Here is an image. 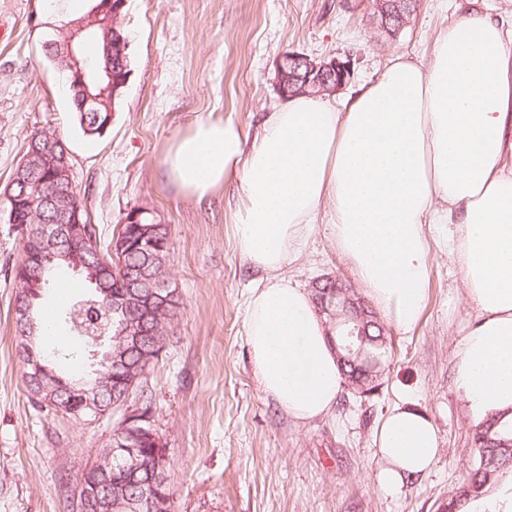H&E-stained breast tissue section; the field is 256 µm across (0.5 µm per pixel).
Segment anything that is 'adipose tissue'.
Segmentation results:
<instances>
[{
    "mask_svg": "<svg viewBox=\"0 0 512 512\" xmlns=\"http://www.w3.org/2000/svg\"><path fill=\"white\" fill-rule=\"evenodd\" d=\"M511 44L512 27L469 7L430 64L392 59L343 108L291 96L250 138L201 119L164 154L166 179L192 199L237 182L235 236L261 273L245 340L261 391L295 421L329 415L343 386L327 319L283 273L323 211L365 293L402 331L423 313L433 256L460 265L472 313L456 324L455 388L473 416L512 412ZM376 440V482L389 492L439 458L435 425L407 403Z\"/></svg>",
    "mask_w": 512,
    "mask_h": 512,
    "instance_id": "adipose-tissue-1",
    "label": "adipose tissue"
}]
</instances>
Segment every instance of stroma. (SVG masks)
<instances>
[{
    "mask_svg": "<svg viewBox=\"0 0 512 512\" xmlns=\"http://www.w3.org/2000/svg\"><path fill=\"white\" fill-rule=\"evenodd\" d=\"M466 0H420L396 39L368 23L369 0H126L130 74L99 136L83 134L42 44L56 12L44 0H0V512H61L82 472L109 442L119 414L85 424L36 408L17 355L10 269L23 257L4 191L31 135L52 129L71 153L73 179L101 244L143 208L169 234L168 264L180 297L163 351L145 371L153 425L165 448L172 512H439L474 460L477 424L453 386L451 350L461 274L431 263L428 298L413 332L387 325L392 349L370 398L341 391L328 416L295 422L265 396L245 343L242 303L256 274L234 233L235 182L208 201L168 183L161 161L202 118L252 131L282 104L277 60L350 57L353 75L330 97L377 80L388 60L428 62ZM319 217L303 258L284 273L303 287L335 276L359 289ZM425 413L440 458L399 493L380 490L374 434L400 401Z\"/></svg>",
    "mask_w": 512,
    "mask_h": 512,
    "instance_id": "obj_1",
    "label": "stroma"
}]
</instances>
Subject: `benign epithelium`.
<instances>
[{"label": "benign epithelium", "instance_id": "obj_1", "mask_svg": "<svg viewBox=\"0 0 512 512\" xmlns=\"http://www.w3.org/2000/svg\"><path fill=\"white\" fill-rule=\"evenodd\" d=\"M112 3L113 0H100L95 12L64 25V35L60 40L45 43L47 51L54 53L67 64L73 84L79 91L78 109L82 112L100 111V107L107 104L112 87L126 83L124 79H113L111 65L90 64L83 55L84 40L95 37L98 26L106 35L104 59L108 60L122 51V44L112 41L111 36L112 30L120 24L121 10L125 3H120L118 7L112 6ZM412 4L414 0H377L375 13L370 16L371 28L381 38H396L413 15ZM350 76L351 61L340 57L316 60L293 51L282 54L277 63L278 85L285 91L291 85L304 94L330 96L346 85ZM54 142V138H49L46 141V148L41 152L46 166L30 165L25 161L20 165L23 185L33 188V192L24 193L21 198L25 200L28 210L33 213L48 203V198L38 193L46 177L50 176L64 186L74 187L70 153L65 151L62 155H57ZM78 224L79 210L69 207L58 208L53 223L41 225L40 230L35 233L34 239L39 242V246L24 252L25 264L39 268L48 265L60 268L66 265L76 272L80 271L83 267L80 256L97 252V247L95 243L78 236ZM325 281L327 291L325 295L317 298L319 312L331 321L341 320L351 325L347 336L360 343L357 355L363 359V365L375 368L377 360L365 354L364 345L367 342L369 328L380 326L376 314L341 280L327 277ZM175 296L177 291L173 288L172 281L167 280L151 290L147 296L139 298L136 304L127 297H114L112 313L121 317L115 336V339L121 342L120 348L115 351L109 348L101 354L98 348L103 346V337H90V342L96 347L93 355H100L102 359L92 364V371L88 376L69 383L61 379L46 364L44 356L37 352L33 305L27 304L18 309L20 321L28 323L20 337V349L26 356L28 376L37 380L47 392L62 386L71 395V405H54L53 410L92 424L119 408L125 409L122 420L113 430L112 438L107 445L109 455L98 457L82 473L72 499L74 512H100L102 507L109 512L112 510L109 491L112 488L114 457L126 462L125 474L129 475V483L143 497L147 492H153L157 490V486H163L168 482L165 473L156 472L146 478L139 477L142 456L140 437L148 435L158 451L164 450V446L154 427L138 426L140 422L150 424L153 419L151 415L143 414L140 408L128 405L133 386H128L123 392L112 397V404L107 408L102 405L101 392L112 382V372L122 369L127 355L133 350L143 349L147 342L143 330L126 321L129 311L135 306L138 307V315L144 323L154 316L155 301Z\"/></svg>", "mask_w": 512, "mask_h": 512}]
</instances>
